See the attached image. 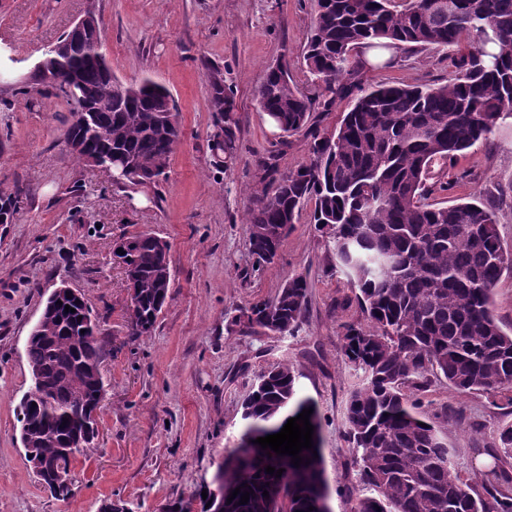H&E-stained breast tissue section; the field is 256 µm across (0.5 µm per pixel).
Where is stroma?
Returning a JSON list of instances; mask_svg holds the SVG:
<instances>
[{"label":"stroma","instance_id":"obj_1","mask_svg":"<svg viewBox=\"0 0 512 512\" xmlns=\"http://www.w3.org/2000/svg\"><path fill=\"white\" fill-rule=\"evenodd\" d=\"M90 12L103 27L113 78L151 79L176 102L180 138L155 182H118L77 160L63 139L72 100L34 76L46 51ZM314 15V0H0V198L15 203L11 223L0 224V512H98L118 498L158 512L211 480L246 427L245 396L278 364L293 367L301 397L315 408L331 512H350L345 410L362 374L341 352L342 323L360 316L347 276L311 224L309 204L274 264L256 265L246 246L250 195L272 184L262 161L274 158L285 174L310 158L306 135L284 133L260 112L257 89L267 69L284 62L296 89L319 95L302 58ZM448 55L401 50L387 67L361 69L358 85L444 84ZM216 69L234 90L227 158L211 150L208 75ZM442 170L448 188L431 190L428 203L487 202L512 252V124ZM141 233L167 242L172 274L171 299L148 336L130 333L126 276L113 254L117 240ZM295 275L309 283L297 332L231 330L240 309L273 299ZM63 283L81 291L99 321L106 389L99 435L73 459L65 500L38 483L18 420L31 385L27 340ZM406 393L440 417L467 483L481 494L491 489L482 459L499 455L512 405L443 379Z\"/></svg>","mask_w":512,"mask_h":512}]
</instances>
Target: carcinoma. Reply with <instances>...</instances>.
<instances>
[{
  "label": "carcinoma",
  "instance_id": "carcinoma-1",
  "mask_svg": "<svg viewBox=\"0 0 512 512\" xmlns=\"http://www.w3.org/2000/svg\"><path fill=\"white\" fill-rule=\"evenodd\" d=\"M430 0H316L304 48L309 73L329 96L357 89L359 50L455 47L453 74L441 85L381 84L364 90L336 132L311 134L309 164L274 179L251 197L247 246L256 262L279 255L305 204L312 223L328 235L330 251L348 275L364 320L342 324V352L361 370L362 384L345 413L347 451L355 471L351 512H512V479L504 477L490 499L475 493L456 470L444 427L415 412L404 387L445 378L455 389L490 397L512 393V334L500 327L491 295L512 255L504 251L491 207L477 200L450 206L426 202L434 167L512 120V0H452L438 12ZM57 64L77 75L85 102L108 107L80 112L64 132L82 160L115 154L130 165L123 178L151 183L164 174L179 138L170 93L145 80L120 96L115 83L91 63L93 46L58 42ZM210 109L224 118L212 148H233V105L224 76L210 75ZM260 111L285 133L304 129L315 102L292 86L288 64L266 72L257 91ZM124 265L132 335L154 331L171 288L170 259L155 235L130 238ZM308 284L288 279L276 297L257 302L232 320L248 332L292 334L303 323ZM75 312L65 311V306ZM86 304L62 296L47 300L27 342L31 382L20 404L26 455L46 465L39 481L52 485L69 473L65 443L80 429L81 405L96 398L103 381L88 366L101 360L103 342L80 333ZM311 407L298 398L296 375L278 366L261 376L244 400L247 417L287 423L285 410ZM426 426H421V423ZM256 448L247 461L224 465V512H330L321 460ZM283 469L281 477L265 467ZM269 497H263V492ZM212 512L202 491L169 501L167 512Z\"/></svg>",
  "mask_w": 512,
  "mask_h": 512
}]
</instances>
